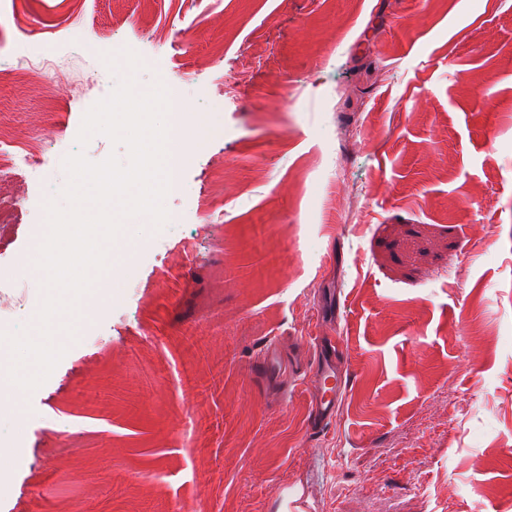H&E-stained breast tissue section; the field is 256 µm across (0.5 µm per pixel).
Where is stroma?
<instances>
[{
	"mask_svg": "<svg viewBox=\"0 0 512 512\" xmlns=\"http://www.w3.org/2000/svg\"><path fill=\"white\" fill-rule=\"evenodd\" d=\"M39 41L55 97L16 77ZM139 88L216 112L120 295L23 400L0 512H512V0H0V329L27 326L22 269L63 159H127L85 112ZM372 136L344 137L354 125ZM40 141L56 163L20 157ZM352 223L326 206L337 171ZM224 221L210 223L216 206ZM335 337L341 408L268 379L270 345Z\"/></svg>",
	"mask_w": 512,
	"mask_h": 512,
	"instance_id": "obj_1",
	"label": "stroma"
}]
</instances>
